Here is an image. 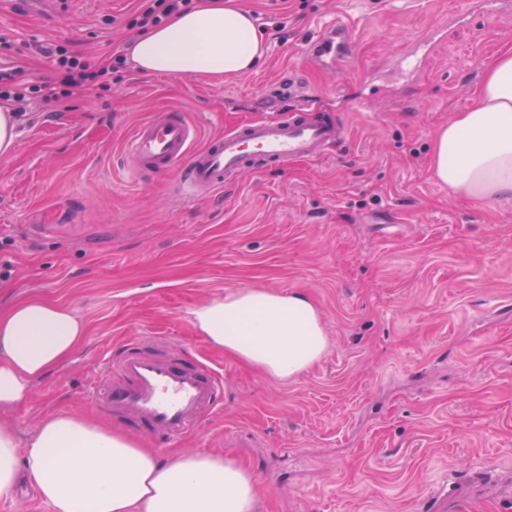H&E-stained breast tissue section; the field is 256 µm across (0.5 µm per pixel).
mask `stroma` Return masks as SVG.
<instances>
[{
    "label": "stroma",
    "mask_w": 512,
    "mask_h": 512,
    "mask_svg": "<svg viewBox=\"0 0 512 512\" xmlns=\"http://www.w3.org/2000/svg\"><path fill=\"white\" fill-rule=\"evenodd\" d=\"M266 52L224 81L144 75L74 95L65 112L28 104L14 150L0 155V308L31 297L85 323L79 351L32 386L12 413L20 436L65 410L112 430L88 394L95 363L143 336L211 366L224 407L163 458L231 457L259 482L257 512H426L453 481L447 512H512V203L449 193L432 176L437 130L468 108L485 61L512 47V5L466 19L473 0H241ZM142 0H67L66 9L0 0V68L53 77L38 46L92 63L124 53ZM345 22L352 49L336 69L301 46ZM439 39L414 74L399 59ZM342 112L333 159L243 176L205 201L175 175L121 169L120 147L154 112L176 109L197 142L276 117L279 83ZM245 288L300 292L329 345L283 382L228 357L191 313Z\"/></svg>",
    "instance_id": "stroma-1"
}]
</instances>
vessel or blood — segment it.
<instances>
[{
	"label": "vessel or blood",
	"mask_w": 512,
	"mask_h": 512,
	"mask_svg": "<svg viewBox=\"0 0 512 512\" xmlns=\"http://www.w3.org/2000/svg\"><path fill=\"white\" fill-rule=\"evenodd\" d=\"M346 24L324 27L304 47L325 68L350 46ZM197 128L183 113L164 110L134 126L120 157L134 176L180 170L182 196L203 200L249 171L335 154L349 136L342 115L319 107L227 129L196 146ZM93 401L136 433L164 444L179 441L223 406L224 382L214 369L173 351L167 339L146 336L94 367Z\"/></svg>",
	"instance_id": "vessel-or-blood-1"
}]
</instances>
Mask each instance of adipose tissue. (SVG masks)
<instances>
[{
    "label": "adipose tissue",
    "instance_id": "1",
    "mask_svg": "<svg viewBox=\"0 0 512 512\" xmlns=\"http://www.w3.org/2000/svg\"><path fill=\"white\" fill-rule=\"evenodd\" d=\"M143 74L224 79L264 54L256 22L237 0H200L129 45ZM449 193L512 203V50L487 63L475 104L437 132L431 160ZM213 347L288 381L321 359L328 336L304 294L242 289L192 313ZM83 321L65 306L30 298L0 310V494L28 480L51 512H256L258 482L218 454L161 458L125 434L65 411L20 437L10 418L34 381L82 345Z\"/></svg>",
    "mask_w": 512,
    "mask_h": 512
}]
</instances>
